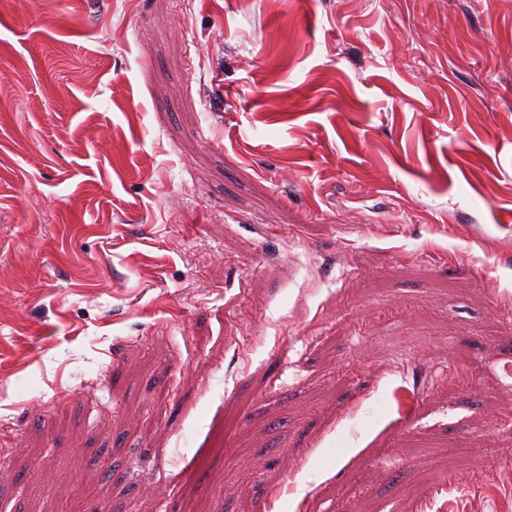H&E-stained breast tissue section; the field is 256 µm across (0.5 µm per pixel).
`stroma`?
Returning <instances> with one entry per match:
<instances>
[{
  "instance_id": "obj_1",
  "label": "stroma",
  "mask_w": 512,
  "mask_h": 512,
  "mask_svg": "<svg viewBox=\"0 0 512 512\" xmlns=\"http://www.w3.org/2000/svg\"><path fill=\"white\" fill-rule=\"evenodd\" d=\"M512 0H0V512H512Z\"/></svg>"
}]
</instances>
